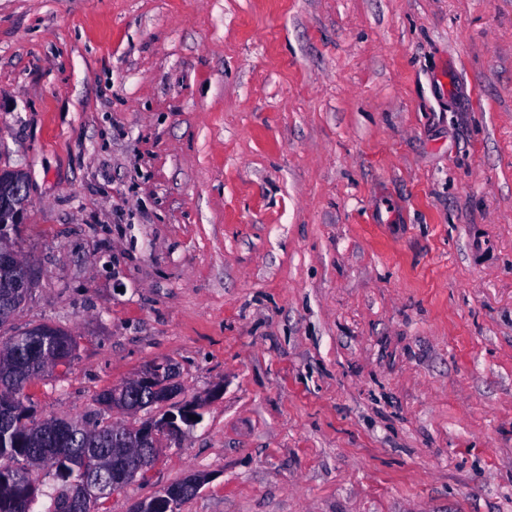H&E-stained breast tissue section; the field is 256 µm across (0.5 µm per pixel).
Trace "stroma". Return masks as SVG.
Returning <instances> with one entry per match:
<instances>
[{
	"label": "stroma",
	"instance_id": "1",
	"mask_svg": "<svg viewBox=\"0 0 512 512\" xmlns=\"http://www.w3.org/2000/svg\"><path fill=\"white\" fill-rule=\"evenodd\" d=\"M1 169L37 416L207 400L105 512H512V0H0ZM165 367L170 369L168 361L156 362L136 378L125 382V384L123 383L119 387H113L116 388L117 399L114 404L112 402V388L100 392L96 398L97 403L106 411L136 415L143 408L138 403H129L127 398L135 399L142 392L140 400L147 405L152 398V392L149 389L154 392L156 403H159V405L171 402L177 397L178 391L171 387L170 380H163V369ZM119 394L120 397H118Z\"/></svg>",
	"mask_w": 512,
	"mask_h": 512
}]
</instances>
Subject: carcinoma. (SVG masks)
I'll list each match as a JSON object with an SVG mask.
<instances>
[{
	"label": "carcinoma",
	"instance_id": "1",
	"mask_svg": "<svg viewBox=\"0 0 512 512\" xmlns=\"http://www.w3.org/2000/svg\"><path fill=\"white\" fill-rule=\"evenodd\" d=\"M16 277L14 263L0 259V325L26 301L15 288ZM76 348L71 333L49 324L0 336V512H102L103 500L112 494V473L135 455L132 434L116 431L109 421L36 418L26 388L44 373L70 365ZM44 467L61 489L38 511L33 473ZM90 476L102 478L105 490L81 510L76 503Z\"/></svg>",
	"mask_w": 512,
	"mask_h": 512
}]
</instances>
